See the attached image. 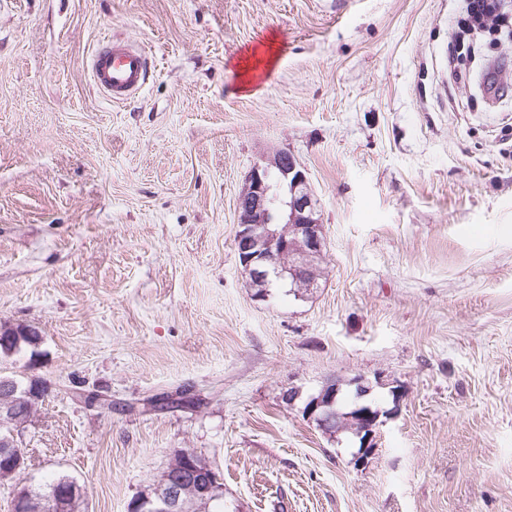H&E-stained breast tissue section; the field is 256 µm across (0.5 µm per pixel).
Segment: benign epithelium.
<instances>
[{
  "label": "benign epithelium",
  "instance_id": "1",
  "mask_svg": "<svg viewBox=\"0 0 512 512\" xmlns=\"http://www.w3.org/2000/svg\"><path fill=\"white\" fill-rule=\"evenodd\" d=\"M234 246L254 284L266 288L289 271L294 279L314 285L315 263L325 247L323 225L308 188L306 172L287 152H279L246 176V187L236 202ZM339 391L330 384L306 404V414L326 433L335 431V404ZM187 477H165L153 491L138 499L144 512H209L205 495L185 497L189 477L201 469L186 466Z\"/></svg>",
  "mask_w": 512,
  "mask_h": 512
}]
</instances>
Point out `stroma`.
<instances>
[{"mask_svg":"<svg viewBox=\"0 0 512 512\" xmlns=\"http://www.w3.org/2000/svg\"><path fill=\"white\" fill-rule=\"evenodd\" d=\"M462 6L0 0V324L41 334L0 372L50 386L26 484L127 512L189 448L225 512H512V72L484 80L512 37L450 80ZM116 35L149 52L124 105L87 69ZM280 151L326 246L316 287L260 298L235 204ZM360 378L362 466L303 412Z\"/></svg>","mask_w":512,"mask_h":512,"instance_id":"35a3bbf8","label":"stroma"}]
</instances>
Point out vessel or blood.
<instances>
[{"label":"vessel or blood","instance_id":"vessel-or-blood-1","mask_svg":"<svg viewBox=\"0 0 512 512\" xmlns=\"http://www.w3.org/2000/svg\"><path fill=\"white\" fill-rule=\"evenodd\" d=\"M88 67L94 86L112 103L123 104L145 86L149 59L128 41L107 38L91 52Z\"/></svg>","mask_w":512,"mask_h":512}]
</instances>
